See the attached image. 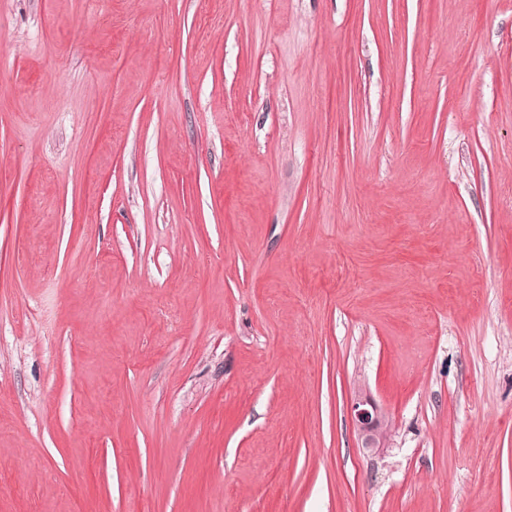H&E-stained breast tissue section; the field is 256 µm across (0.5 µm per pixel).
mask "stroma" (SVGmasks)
<instances>
[{
  "mask_svg": "<svg viewBox=\"0 0 512 512\" xmlns=\"http://www.w3.org/2000/svg\"><path fill=\"white\" fill-rule=\"evenodd\" d=\"M0 512H512V0H0ZM348 410L358 431L360 448L371 453L383 451L388 438L386 416L366 389L361 388L356 392Z\"/></svg>",
  "mask_w": 512,
  "mask_h": 512,
  "instance_id": "35a3bbf8",
  "label": "stroma"
}]
</instances>
